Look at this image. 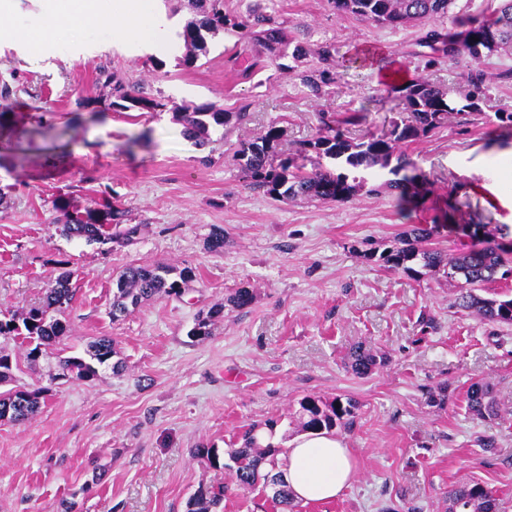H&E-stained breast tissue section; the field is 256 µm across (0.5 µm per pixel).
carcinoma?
<instances>
[{
  "instance_id": "carcinoma-1",
  "label": "carcinoma",
  "mask_w": 512,
  "mask_h": 512,
  "mask_svg": "<svg viewBox=\"0 0 512 512\" xmlns=\"http://www.w3.org/2000/svg\"><path fill=\"white\" fill-rule=\"evenodd\" d=\"M338 12L352 14L359 19L400 29L408 24L430 23L437 25L448 15L454 0H328ZM497 6L487 7L476 15L462 18L460 32H442L433 29L427 33L435 56L428 60L433 65L442 60L456 63L467 60L471 66L468 81L471 89L459 96L453 88H440L430 80L420 77L391 88L400 99L403 112L391 121L388 132L375 136L364 134L352 138L340 127L355 128L366 121V113H345L336 123L322 122L316 137L299 145L296 154L314 152L332 161L333 167L304 171L294 164L293 158L279 157L275 143L281 137L279 127H268L265 134L253 141L239 144L234 157L249 185L268 196L282 201L318 200L345 202L355 197L366 184V178L355 176V171L372 173L375 169L388 171L392 178L373 191H384L395 197L399 205L422 194L416 188L419 175L403 147L456 118L464 124L481 117L484 123L500 127L512 126V112H485L480 102L486 100L484 74L480 66L493 55L512 54V0H495ZM186 6L192 15L184 26L181 63L186 67L196 65L207 52V38L219 33H236L251 39L256 48L253 65L261 60L290 58L298 62L308 55L317 60V75H305L303 82L313 92L320 93V85L330 81L336 68L361 66L358 57L336 56V48L325 43L312 51L288 33V27L278 16L258 14L253 19L228 13L224 0H188ZM104 85L109 87L112 107L140 112H164L168 102L146 95L143 88L113 73L106 74ZM175 121L183 126V134L198 142L207 139L211 128L226 126L232 120H241L243 112H226L215 103L184 104L172 107ZM63 236L80 239L88 244L120 246L130 243L138 233V226L120 223L97 224L84 220L76 213L60 209L57 219ZM437 225L414 224L404 232L399 243L382 251L379 261L391 270L418 276L421 270L443 269L448 281L456 283L459 295L455 304L483 320L512 325V296L503 294L494 298L479 295L486 285L512 276V252L498 243L492 234L476 224L469 232L472 246L450 256L426 247ZM195 274L192 268L169 264L129 266L116 277L112 289V318L117 319L154 297H180L189 290ZM73 273L64 271L55 284L47 289L42 301L0 318V338L12 340L24 348L25 358L31 363L48 355V350L70 332V326L61 319L70 306L75 289ZM253 292L239 288L227 299L234 309H244L252 304ZM224 318V304H214L198 312L189 335L206 339L212 335L215 324ZM116 354L114 341L109 336H98L87 344L85 355L60 357L56 373L51 379L88 382L93 380L101 367L114 370L122 363L112 362ZM384 363V357L373 350L357 345L348 355L347 366L353 374L365 376ZM17 359L0 346V384L13 380ZM44 389L31 391L22 402L13 398L12 391L0 393V420L24 423L40 409ZM467 404L476 416L495 412L487 385L476 382L467 391ZM300 419L305 431L328 432L338 426L354 425L358 407L350 399L336 397L325 400L307 396L300 402ZM277 421L267 419L250 425L242 434L238 448L227 451L232 484L239 491L269 489L272 501L281 512H295L296 504L288 486L281 478L278 456L282 449L265 441V434H273ZM225 486L198 487L187 504V512H217L224 501ZM448 512H499V503L490 491L478 483H462L446 495Z\"/></svg>"
}]
</instances>
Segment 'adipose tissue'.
<instances>
[{
    "label": "adipose tissue",
    "instance_id": "adipose-tissue-1",
    "mask_svg": "<svg viewBox=\"0 0 512 512\" xmlns=\"http://www.w3.org/2000/svg\"><path fill=\"white\" fill-rule=\"evenodd\" d=\"M103 8L112 13L115 45L157 55L178 44L179 26L168 16L163 0H88L86 13L91 16ZM281 470L297 499L324 502L335 499L351 483L355 464L341 438L307 432L289 442Z\"/></svg>",
    "mask_w": 512,
    "mask_h": 512
}]
</instances>
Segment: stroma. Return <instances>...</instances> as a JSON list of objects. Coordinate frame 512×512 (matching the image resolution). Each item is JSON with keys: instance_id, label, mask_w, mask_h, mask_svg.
Masks as SVG:
<instances>
[{"instance_id": "obj_1", "label": "stroma", "mask_w": 512, "mask_h": 512, "mask_svg": "<svg viewBox=\"0 0 512 512\" xmlns=\"http://www.w3.org/2000/svg\"><path fill=\"white\" fill-rule=\"evenodd\" d=\"M224 6L277 14L310 48L331 43L338 55L370 53L378 62L337 69L316 94L300 78L313 66L308 58L243 74L252 46L234 34L209 39L199 66L187 68L176 51L157 65L113 50L108 18L48 31L32 0L9 15L11 28L42 42L49 58L34 63L20 44L0 41V88L12 103L0 119V310L41 300L62 271H73L65 355L109 336L123 368L53 382V360L19 363L13 387L46 394L29 421H0V512H63L67 502L76 512H186L202 485L227 486L223 512H278L267 494L232 489L229 470L193 450H227L244 427L269 418L279 422L272 443L287 448L301 433L307 395L356 402L355 426L335 433L354 449L357 476L336 499L302 502L297 512H445L448 491L462 482L485 486L500 512H512V326L454 307L458 290L443 272L412 277L368 257L413 224H439L431 243L447 253L475 224L512 246V127L451 121L408 145L429 191L406 210L373 193L389 177L384 170L344 203L274 200L244 182L232 159L241 142L274 125L277 154L291 155L321 119L350 108L367 113L353 136L382 134L399 110L384 70L463 95L465 66H428L426 28L376 26L328 0ZM106 72L179 104L248 115L212 128L201 145L171 112L113 108ZM484 73L488 107L512 112V55L492 56ZM109 202L124 223L139 225L134 244L108 249L61 235L60 208L101 221ZM217 227L224 247L215 252L207 240ZM156 263L192 267L190 290L112 319L119 272ZM240 288L253 291L252 304L225 309L209 338L191 337L199 310ZM359 344L385 358L363 377L346 366ZM476 382L492 386L498 415L469 413ZM486 438L493 449L481 447Z\"/></svg>"}]
</instances>
